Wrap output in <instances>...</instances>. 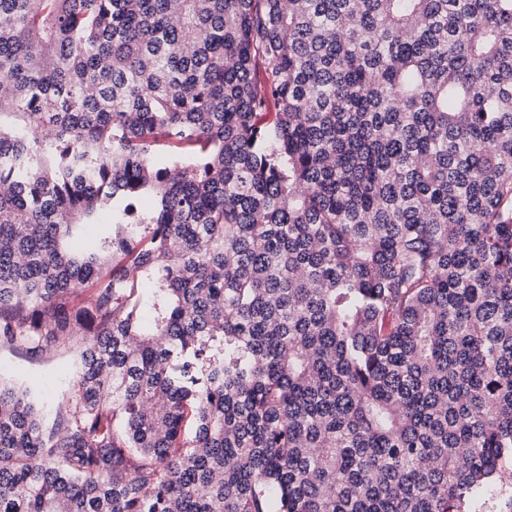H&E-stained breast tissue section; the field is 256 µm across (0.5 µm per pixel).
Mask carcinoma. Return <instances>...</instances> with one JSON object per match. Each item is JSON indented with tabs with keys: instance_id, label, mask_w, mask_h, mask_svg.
Masks as SVG:
<instances>
[{
	"instance_id": "1",
	"label": "carcinoma",
	"mask_w": 512,
	"mask_h": 512,
	"mask_svg": "<svg viewBox=\"0 0 512 512\" xmlns=\"http://www.w3.org/2000/svg\"><path fill=\"white\" fill-rule=\"evenodd\" d=\"M76 340L54 416L0 378V512L474 496L512 455V0H0V346Z\"/></svg>"
}]
</instances>
